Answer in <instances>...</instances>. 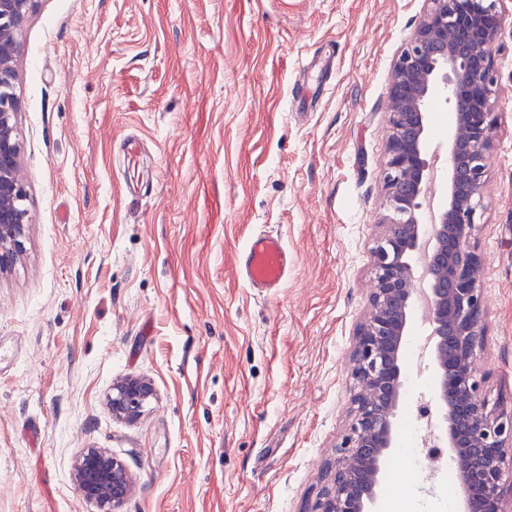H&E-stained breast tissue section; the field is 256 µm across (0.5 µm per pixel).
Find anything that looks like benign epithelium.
Instances as JSON below:
<instances>
[{"instance_id":"1","label":"benign epithelium","mask_w":512,"mask_h":512,"mask_svg":"<svg viewBox=\"0 0 512 512\" xmlns=\"http://www.w3.org/2000/svg\"><path fill=\"white\" fill-rule=\"evenodd\" d=\"M37 2L0 0V270L19 260L31 224L15 136L22 107L16 84L21 38ZM428 2L392 66L382 170L390 215L371 247L373 288L355 332L352 420L306 512H377V488L395 447L404 339L419 305L427 308L435 366V410L427 416L434 438L455 455L461 512H506L502 464L512 446V418L488 410L475 367L485 314V259L475 237L494 149V60L505 17L501 0ZM440 88L454 112L448 201L425 225L421 210L432 184L426 105ZM419 252L425 259L420 288L413 272ZM153 394L150 380L129 376L113 384L109 408L132 422ZM72 481L101 512H118L134 488L125 465L101 448L83 452Z\"/></svg>"}]
</instances>
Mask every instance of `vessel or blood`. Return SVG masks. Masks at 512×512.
I'll return each mask as SVG.
<instances>
[{
    "label": "vessel or blood",
    "instance_id": "obj_1",
    "mask_svg": "<svg viewBox=\"0 0 512 512\" xmlns=\"http://www.w3.org/2000/svg\"><path fill=\"white\" fill-rule=\"evenodd\" d=\"M293 264V255L276 235H253L238 262V275L249 288L270 293L281 288Z\"/></svg>",
    "mask_w": 512,
    "mask_h": 512
}]
</instances>
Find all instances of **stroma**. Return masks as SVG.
<instances>
[{"mask_svg":"<svg viewBox=\"0 0 512 512\" xmlns=\"http://www.w3.org/2000/svg\"><path fill=\"white\" fill-rule=\"evenodd\" d=\"M426 0H38L18 57L31 226L0 271V512H97L72 483L102 448L135 488L120 512H302L351 423V352L386 209L392 64ZM496 55V141L475 243L476 360L512 417V21ZM452 114L429 110L434 207ZM142 141L128 187L119 141ZM283 238L279 291L238 277ZM397 447L433 403L404 357ZM154 387L133 422L117 380ZM448 481L387 464L381 512H442ZM292 265L293 255L278 235L259 233L244 247L238 275L249 288L270 293L283 286Z\"/></svg>","mask_w":512,"mask_h":512,"instance_id":"1","label":"stroma"}]
</instances>
